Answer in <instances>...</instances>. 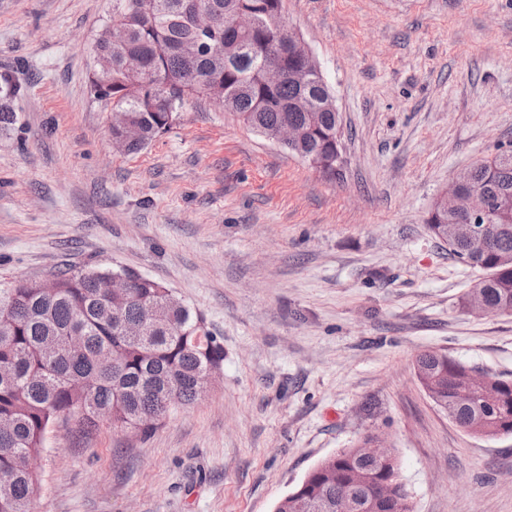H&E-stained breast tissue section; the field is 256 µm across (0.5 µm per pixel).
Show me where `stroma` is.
Wrapping results in <instances>:
<instances>
[{"label":"stroma","instance_id":"35a3bbf8","mask_svg":"<svg viewBox=\"0 0 512 512\" xmlns=\"http://www.w3.org/2000/svg\"><path fill=\"white\" fill-rule=\"evenodd\" d=\"M112 0H0V277L131 268L201 313L219 377L151 434L46 436L32 512H274L365 436L414 512H512V436L424 393L434 350L512 380V315L461 304L479 269L426 220L452 177L512 149V0H283L341 117L342 167L307 162L197 97L135 155L89 82ZM20 92L19 86L8 75H1L0 80V133L11 131L16 123L15 112H12L10 103Z\"/></svg>","mask_w":512,"mask_h":512}]
</instances>
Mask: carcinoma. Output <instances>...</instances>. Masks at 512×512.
<instances>
[{
	"mask_svg": "<svg viewBox=\"0 0 512 512\" xmlns=\"http://www.w3.org/2000/svg\"><path fill=\"white\" fill-rule=\"evenodd\" d=\"M282 0H112L110 43L95 41L98 79L90 80L97 100L125 115L112 126V140L137 153L167 131L186 101L203 96L238 114L245 125L269 137L283 122L304 129L295 154L332 179L336 177V128L340 114L327 107L333 95L322 78L303 73L294 56L275 61L285 71L275 86L265 83L269 58L261 47L280 38ZM210 12L216 29L194 24ZM249 14L254 27L239 31L234 19ZM141 63L138 76L125 62ZM110 83L103 90L100 82ZM20 92L8 75L0 77V133L11 131L10 103ZM500 151L472 167L466 190L487 200L479 224L482 237L448 238L458 216L431 211L428 229L459 260L485 272L477 283L486 302L512 311V158ZM121 305L109 293L110 269L78 268L54 273V287L38 279H0V512H31L40 475L16 466L19 455H40L45 436L59 421L77 429L111 423L152 433L175 409L195 402L200 380L224 362V347L170 289L131 269ZM78 329L83 346L69 344ZM421 384L442 403L448 419L485 438L512 435V381L479 385L469 368L438 352L416 359ZM374 512H413L397 459L374 461L347 448L315 466L274 512H338L353 494L373 500Z\"/></svg>",
	"mask_w": 512,
	"mask_h": 512,
	"instance_id": "obj_1",
	"label": "carcinoma"
}]
</instances>
